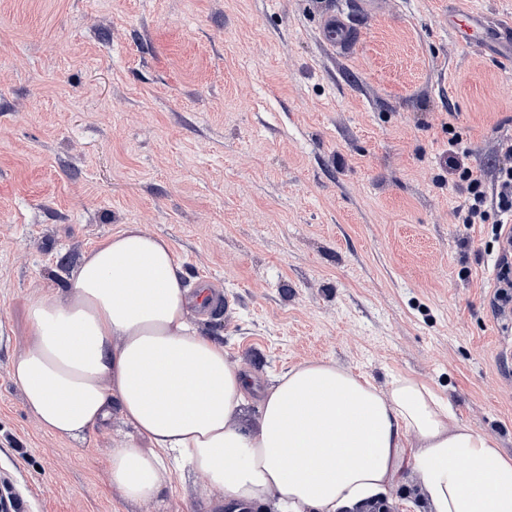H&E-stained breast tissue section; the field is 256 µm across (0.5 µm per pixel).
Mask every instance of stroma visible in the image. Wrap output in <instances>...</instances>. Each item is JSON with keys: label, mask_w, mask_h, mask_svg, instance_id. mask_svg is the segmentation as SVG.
<instances>
[{"label": "stroma", "mask_w": 512, "mask_h": 512, "mask_svg": "<svg viewBox=\"0 0 512 512\" xmlns=\"http://www.w3.org/2000/svg\"><path fill=\"white\" fill-rule=\"evenodd\" d=\"M512 0H0V481L19 512H209L206 479L130 505L107 459L41 429L10 377L33 296L125 224L221 303L201 329L257 384L328 359L409 374L512 454V320L490 225L456 223L448 130L492 183L512 70L448 30ZM342 14L353 40L326 43Z\"/></svg>", "instance_id": "obj_1"}]
</instances>
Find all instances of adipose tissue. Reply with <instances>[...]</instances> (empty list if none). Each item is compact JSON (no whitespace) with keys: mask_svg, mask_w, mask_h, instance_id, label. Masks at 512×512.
I'll return each instance as SVG.
<instances>
[{"mask_svg":"<svg viewBox=\"0 0 512 512\" xmlns=\"http://www.w3.org/2000/svg\"><path fill=\"white\" fill-rule=\"evenodd\" d=\"M169 239L126 224L82 253L64 288L29 302L11 375L42 428L79 439L120 412L133 434L112 448L124 499L171 487V455L221 489L234 512H358L415 475L426 512H512V455L459 421L407 374L378 387L326 359L273 378L256 427L240 424L249 381L223 341L191 319Z\"/></svg>","mask_w":512,"mask_h":512,"instance_id":"ef3b65f1","label":"adipose tissue"}]
</instances>
